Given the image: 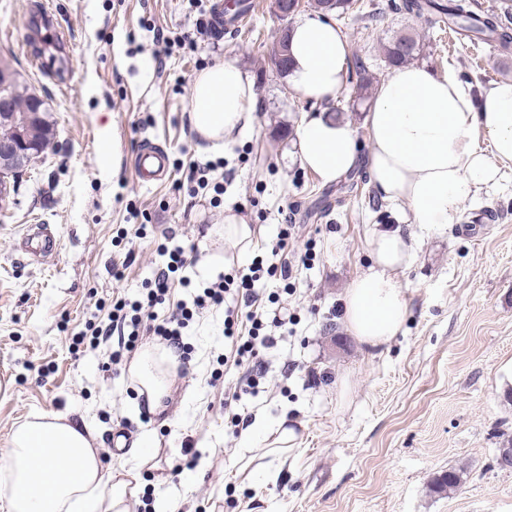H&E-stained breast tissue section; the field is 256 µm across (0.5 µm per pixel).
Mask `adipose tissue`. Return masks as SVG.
<instances>
[{"instance_id":"1","label":"adipose tissue","mask_w":512,"mask_h":512,"mask_svg":"<svg viewBox=\"0 0 512 512\" xmlns=\"http://www.w3.org/2000/svg\"><path fill=\"white\" fill-rule=\"evenodd\" d=\"M289 77L306 98L329 103L345 87L347 40L336 24L313 16L292 25ZM256 91L242 68L215 63L195 78L189 109L192 130L218 148L253 121ZM367 156H360L350 123L322 114L306 116L296 146L303 166L329 184L366 161L385 200L406 205L416 224H456L464 203L482 187L498 183L512 164V79L473 94L453 72L417 64L395 67L373 93L365 117ZM482 134L489 144L480 150ZM411 238L401 229L374 233L370 264L343 297V326L366 348L387 346L408 313L400 274L414 259ZM168 353L144 347L130 372L158 408L172 383ZM298 436L287 418L255 420L247 447L281 456ZM134 474H105L96 437L85 422L62 416L19 424L0 451V512H130Z\"/></svg>"}]
</instances>
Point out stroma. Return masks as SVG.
<instances>
[{
  "label": "stroma",
  "instance_id": "35a3bbf8",
  "mask_svg": "<svg viewBox=\"0 0 512 512\" xmlns=\"http://www.w3.org/2000/svg\"><path fill=\"white\" fill-rule=\"evenodd\" d=\"M256 2L230 36L214 24L201 34L195 27L225 0H0V59L45 102L56 133L20 180L17 205L0 214V449L27 419L86 421L105 470L139 473L131 512H153L162 498L175 512H512V469L496 463L503 436L512 437V166L448 226L414 224L406 207L386 201L372 209L379 192L366 166H357L352 190L323 184L303 167L295 137L307 113L324 106L270 64L281 22L272 0ZM337 25L378 82L389 73L383 44L405 33L420 38L417 64L469 75L475 91L512 78V53L453 43L430 14L394 11L378 23L349 15ZM183 36L197 49L181 47ZM224 60L244 70L257 100L252 125L212 151L189 124L190 93L204 68ZM146 137L171 162L150 187L133 165ZM193 165L208 168L211 183L196 195L180 186ZM217 182L224 193L214 206ZM228 214L251 224L250 252L225 249L218 230ZM136 222L147 235L134 241L129 263L116 235ZM32 224L51 229L55 254L21 249ZM281 224L295 227L284 256L274 252ZM397 227L416 251L401 276L406 321L387 347L362 348L342 325V295L369 265L373 232ZM168 230L194 248L192 285L172 279L174 302L255 255L294 262L290 282H261L297 320L263 353L268 390L243 397L238 411L288 417L301 437L288 455L257 460L249 483L236 474L246 433L224 412L243 371L224 362L223 311L184 329L185 365L172 372L164 413L147 420L129 367L105 368L87 348L70 352L90 318L106 322L102 303L139 296L164 267ZM187 449L196 464L175 473ZM451 467L466 471L459 490L431 493Z\"/></svg>",
  "mask_w": 512,
  "mask_h": 512
}]
</instances>
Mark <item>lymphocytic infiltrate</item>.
Wrapping results in <instances>:
<instances>
[{"instance_id":"f902f5d3","label":"lymphocytic infiltrate","mask_w":512,"mask_h":512,"mask_svg":"<svg viewBox=\"0 0 512 512\" xmlns=\"http://www.w3.org/2000/svg\"><path fill=\"white\" fill-rule=\"evenodd\" d=\"M167 255L165 268L159 271L153 281L147 282L141 297H113L108 314L109 323L104 327H92L90 346L98 347L110 336H117V347L110 354L116 365L146 338L182 353L186 350L182 331L194 315L220 308L224 311V338L234 353L235 364L253 372L254 377L249 380L248 388L250 394H258L260 381L257 374L262 370L260 354L273 345L275 331L287 329L294 318L283 306L271 310L257 308V284L268 277L284 281L291 279V261L286 259L280 265L268 266L263 259H253L247 273L220 277L194 294L191 301L176 305L167 316L162 317L156 308L167 301L169 280L188 263L187 251L183 246L173 247Z\"/></svg>"}]
</instances>
